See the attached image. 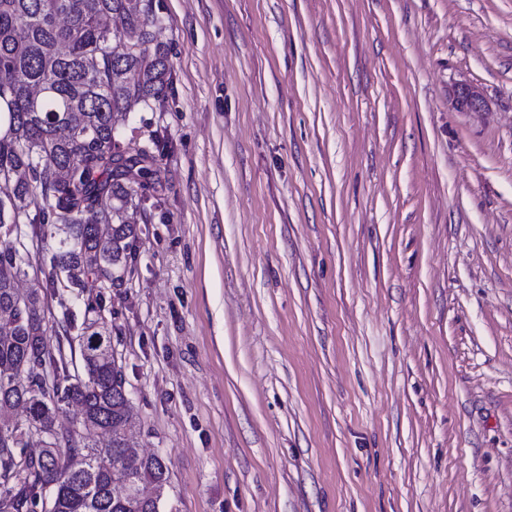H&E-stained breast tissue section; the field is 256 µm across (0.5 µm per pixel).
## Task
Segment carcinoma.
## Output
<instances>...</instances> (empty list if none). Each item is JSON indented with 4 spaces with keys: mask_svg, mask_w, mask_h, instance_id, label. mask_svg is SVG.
Returning <instances> with one entry per match:
<instances>
[{
    "mask_svg": "<svg viewBox=\"0 0 512 512\" xmlns=\"http://www.w3.org/2000/svg\"><path fill=\"white\" fill-rule=\"evenodd\" d=\"M160 0H0V235L19 225L57 235L49 277L81 292L128 268L138 237L126 221L151 196L164 146L131 149L117 112H160L170 85L168 49L156 42ZM35 212H30V209ZM23 246L0 251V512H164V459L132 449L131 401L111 336L90 319L78 346L84 377L69 381ZM70 404L80 417L65 426ZM22 408L23 418L12 412ZM37 433V458H23Z\"/></svg>",
    "mask_w": 512,
    "mask_h": 512,
    "instance_id": "cac0c4a2",
    "label": "carcinoma"
}]
</instances>
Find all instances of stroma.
I'll list each match as a JSON object with an SVG mask.
<instances>
[{
    "instance_id": "1",
    "label": "stroma",
    "mask_w": 512,
    "mask_h": 512,
    "mask_svg": "<svg viewBox=\"0 0 512 512\" xmlns=\"http://www.w3.org/2000/svg\"><path fill=\"white\" fill-rule=\"evenodd\" d=\"M160 5L166 108L117 117L160 205L96 308L166 512H512V0ZM453 100L457 107L469 112H479L485 107L483 95L468 85H458L453 91Z\"/></svg>"
}]
</instances>
